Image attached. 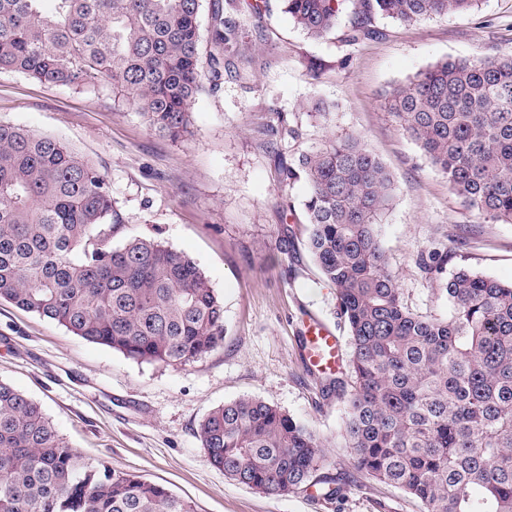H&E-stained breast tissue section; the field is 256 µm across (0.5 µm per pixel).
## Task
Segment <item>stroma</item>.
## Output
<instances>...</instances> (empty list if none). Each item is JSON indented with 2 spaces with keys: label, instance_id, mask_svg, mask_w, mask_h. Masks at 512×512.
<instances>
[{
  "label": "stroma",
  "instance_id": "35a3bbf8",
  "mask_svg": "<svg viewBox=\"0 0 512 512\" xmlns=\"http://www.w3.org/2000/svg\"><path fill=\"white\" fill-rule=\"evenodd\" d=\"M217 9L236 19L238 51L225 56L219 84L204 82L183 140L156 134L115 103L111 86H56L8 70H0V121L54 136L104 173L123 237L157 238L195 262L224 304L223 345L184 366L137 362L0 301V381L37 402L86 463L164 485L196 512H421L416 499L364 476L350 449L334 445L343 405L319 398L301 336L311 316L341 342L349 333L307 251L309 187L283 183L275 157L294 161L330 139L362 136L394 179L381 239L415 313L450 315L443 286L460 265L511 283L512 224L461 205L387 112L385 91L447 57L512 54V0L410 24L380 19L379 36L356 44L339 30L308 37L282 0H204V59ZM321 102L333 108L329 119L314 110ZM281 112L297 137L271 136ZM429 250L453 253L434 278L418 264ZM242 396L278 406L331 441L314 477L339 480L338 500H324L317 484L267 496L210 464L198 424Z\"/></svg>",
  "mask_w": 512,
  "mask_h": 512
}]
</instances>
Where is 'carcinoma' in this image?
Here are the masks:
<instances>
[{"label":"carcinoma","instance_id":"cac0c4a2","mask_svg":"<svg viewBox=\"0 0 512 512\" xmlns=\"http://www.w3.org/2000/svg\"><path fill=\"white\" fill-rule=\"evenodd\" d=\"M0 0V70L75 88L102 83L172 141L202 89V0ZM306 35H379L473 11L480 0H283ZM213 80L239 43L217 18ZM400 130L470 211L512 223V55L448 57L385 93ZM304 179L308 247L349 329L346 378H322L344 404L342 447L357 471L398 485L422 512H512V283L466 266L444 290L452 312H412L388 269L381 218L394 180L361 137L333 139L294 163ZM123 219L107 177L59 139L0 122V300L136 361L181 366L224 343V305L195 263L155 238L114 244ZM448 262L420 255L434 274ZM197 433L224 477L282 496L308 485L326 443L259 397L212 409ZM0 512H193L163 485L89 466L41 406L0 382Z\"/></svg>","mask_w":512,"mask_h":512}]
</instances>
